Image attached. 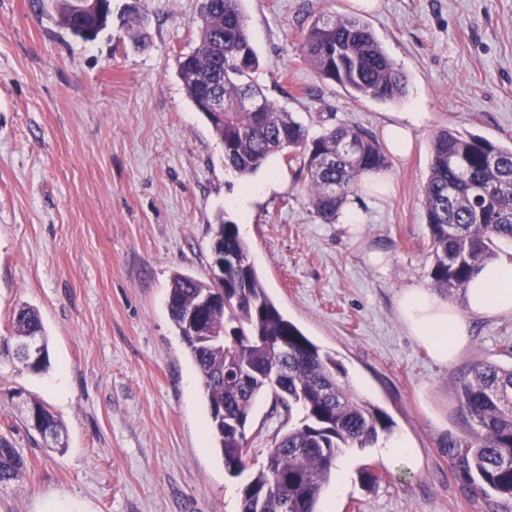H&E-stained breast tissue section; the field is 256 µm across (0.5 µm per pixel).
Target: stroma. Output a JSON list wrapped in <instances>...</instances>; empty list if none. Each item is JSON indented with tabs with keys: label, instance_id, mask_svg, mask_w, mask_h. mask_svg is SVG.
Returning <instances> with one entry per match:
<instances>
[{
	"label": "stroma",
	"instance_id": "1",
	"mask_svg": "<svg viewBox=\"0 0 512 512\" xmlns=\"http://www.w3.org/2000/svg\"><path fill=\"white\" fill-rule=\"evenodd\" d=\"M243 0L260 59L254 81L310 135L337 124L377 131L403 112L425 118L407 161L390 159L387 192L358 191L323 223L302 197L299 162L270 157L242 176L187 98L178 59L197 43L198 0H112V22L85 42L55 22L51 0H0V336L19 306L39 310L50 367L0 356V435L26 460L0 490V512H239L242 489L268 448L303 417L272 394L250 412L251 455L229 476L208 427L201 376L167 309L175 273L204 279L220 222L242 186L277 173L250 203L248 258L286 318L336 358L353 392L394 420L375 447L345 449L344 489L331 512H512L461 463L476 427L459 408L460 378L476 363L512 365V313L472 321L452 364H435L395 310L402 288L431 285L424 216L431 138L451 128L512 145V0ZM144 18L135 46L123 23ZM359 15L407 79L399 102L353 99L321 81L301 50L323 15ZM386 253L378 269L372 252ZM61 421L60 445L20 421L14 391ZM406 439L414 461L381 453ZM378 481L365 487L362 471Z\"/></svg>",
	"mask_w": 512,
	"mask_h": 512
}]
</instances>
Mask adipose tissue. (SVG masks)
I'll list each match as a JSON object with an SVG mask.
<instances>
[{"mask_svg": "<svg viewBox=\"0 0 512 512\" xmlns=\"http://www.w3.org/2000/svg\"><path fill=\"white\" fill-rule=\"evenodd\" d=\"M466 301L461 311L436 289L414 285L398 293L396 312L409 336L435 363H450L470 342L472 317L512 313V259L482 265L468 284Z\"/></svg>", "mask_w": 512, "mask_h": 512, "instance_id": "obj_1", "label": "adipose tissue"}]
</instances>
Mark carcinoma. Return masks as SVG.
Wrapping results in <instances>:
<instances>
[{"mask_svg": "<svg viewBox=\"0 0 512 512\" xmlns=\"http://www.w3.org/2000/svg\"><path fill=\"white\" fill-rule=\"evenodd\" d=\"M81 0H55L56 23L73 36L94 41L112 21L110 0L102 10L78 11ZM198 41L178 61L186 95L198 111L210 85L224 108L205 112L224 146L225 165L252 174L284 151L301 156L308 205L333 224L361 175L383 170L388 158L369 131L338 125L309 136L292 113L264 100L261 111L244 104L262 91L252 84L260 61L248 33L241 0H200ZM301 52L316 74L352 93L353 98L395 102L406 79L359 18H315L303 31ZM424 210L434 256L433 285L451 294L464 291L477 269L495 258L496 241H512V147L455 129L435 133ZM210 266L224 263V278L201 280L176 274L167 308L193 362L208 402V425L232 476L246 468V426L256 397L271 391L286 410L297 404L300 424L268 450L265 463L242 489L240 512H317L322 491L339 455L347 448H370L391 434L392 418L358 398L341 380L342 369L288 318L269 297L248 260V245L237 225L219 224ZM37 357L23 354L30 339ZM25 368L41 374L50 365L39 312L21 307L13 317L9 347ZM24 426L58 440L61 425L45 403L16 392ZM460 410L478 427L463 458L467 471L488 488L512 499V366L475 364L459 385ZM25 460L0 437V488L19 481Z\"/></svg>", "mask_w": 512, "mask_h": 512, "instance_id": "1", "label": "carcinoma"}]
</instances>
